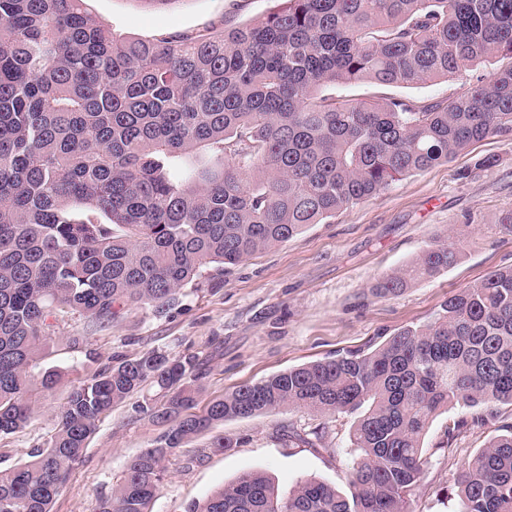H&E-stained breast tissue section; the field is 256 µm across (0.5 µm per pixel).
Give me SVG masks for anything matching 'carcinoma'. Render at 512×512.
<instances>
[{"label":"carcinoma","instance_id":"cac0c4a2","mask_svg":"<svg viewBox=\"0 0 512 512\" xmlns=\"http://www.w3.org/2000/svg\"><path fill=\"white\" fill-rule=\"evenodd\" d=\"M84 2L0 0V438L62 379L40 367L56 323L160 313L307 225L512 136V65L424 101L323 94L512 60V0H280L242 25L148 40L115 33ZM458 255L438 239L371 291L399 293ZM195 380L192 358L152 351L71 382L54 433L0 471V512H52L100 417L147 388L158 397L140 411L164 431L95 512H152L166 461L218 423L364 405L350 494L311 479L282 499L251 471L189 512H409L438 412L463 404L482 426L512 407V267L449 296L427 325L243 385L202 414ZM454 485L460 512H512V424Z\"/></svg>","mask_w":512,"mask_h":512}]
</instances>
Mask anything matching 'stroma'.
I'll return each mask as SVG.
<instances>
[{
	"label": "stroma",
	"instance_id": "1",
	"mask_svg": "<svg viewBox=\"0 0 512 512\" xmlns=\"http://www.w3.org/2000/svg\"><path fill=\"white\" fill-rule=\"evenodd\" d=\"M84 7L119 34L149 39L212 23H246L277 9L278 0H170L161 8L144 0H85ZM497 69L494 63L480 66L399 94L422 100L461 93ZM486 155L496 158V166L475 169V160ZM510 209L512 137L489 138L225 270L223 287L186 288L179 303L165 312L124 310L104 327L84 316L58 322L53 334L61 342L45 363L61 369L65 378L38 395V413L29 425L0 439V470L23 462L31 448L53 433L71 380L92 377L113 356L133 358L154 350L173 359L194 358L196 409L201 412L242 385L365 350L402 328L432 322L450 295L512 266V234L497 224ZM443 237L460 248L453 267L396 295L370 292L375 280ZM91 349L96 352L92 358L87 355ZM142 401V394H134L102 416L52 512H94L127 462L153 445L162 428L140 413ZM469 414L458 406L434 417L424 439V475L410 497V512H459L454 480L495 434L490 426L469 427L441 447L446 423ZM354 422L348 414L322 416L303 409L224 422L172 457L152 512H187L191 503L256 470L266 472L283 495L306 479L349 493V473L359 457L350 440ZM288 426L305 433L321 428L325 434L313 447L292 443L283 437ZM218 435L238 439V448L213 451L211 442Z\"/></svg>",
	"mask_w": 512,
	"mask_h": 512
}]
</instances>
